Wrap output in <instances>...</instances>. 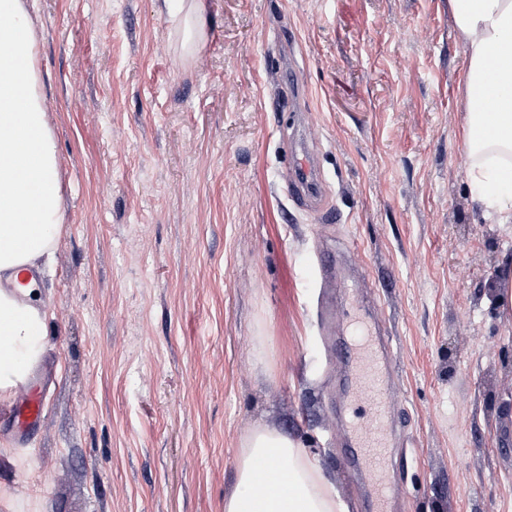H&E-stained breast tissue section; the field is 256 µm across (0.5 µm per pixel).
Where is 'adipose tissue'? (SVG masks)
Instances as JSON below:
<instances>
[{
  "label": "adipose tissue",
  "instance_id": "adipose-tissue-1",
  "mask_svg": "<svg viewBox=\"0 0 512 512\" xmlns=\"http://www.w3.org/2000/svg\"><path fill=\"white\" fill-rule=\"evenodd\" d=\"M466 50L464 143L473 162L472 201L481 214L512 223V112L504 128L480 133L476 87L493 49L507 50L498 79L512 102V0H449ZM34 43L24 0H0V404H11L48 352V313L35 281L63 223L56 149L37 90ZM286 468L284 488L258 491L254 467ZM224 512H346L329 488L319 460L288 434L270 426L241 442L238 484Z\"/></svg>",
  "mask_w": 512,
  "mask_h": 512
}]
</instances>
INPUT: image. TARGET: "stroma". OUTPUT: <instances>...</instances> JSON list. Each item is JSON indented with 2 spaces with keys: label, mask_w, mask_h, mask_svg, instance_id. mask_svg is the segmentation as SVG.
<instances>
[{
  "label": "stroma",
  "mask_w": 512,
  "mask_h": 512,
  "mask_svg": "<svg viewBox=\"0 0 512 512\" xmlns=\"http://www.w3.org/2000/svg\"><path fill=\"white\" fill-rule=\"evenodd\" d=\"M26 2L64 229L38 281L50 356L16 394L44 420L0 409V512H224L260 425L369 512L320 252L393 346L394 512H512V224L471 200L448 0H205L191 58L166 0ZM275 81L302 88L329 210L288 198ZM498 305L501 313L512 316V266L505 267L498 276ZM44 406L40 398L30 397L18 407L14 415L21 429L33 428L39 425L43 419Z\"/></svg>",
  "instance_id": "stroma-1"
}]
</instances>
